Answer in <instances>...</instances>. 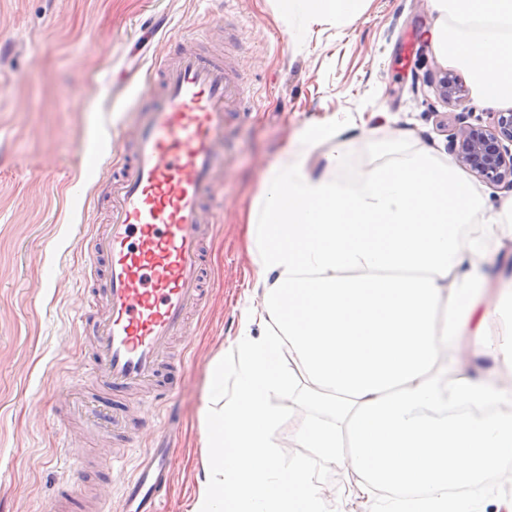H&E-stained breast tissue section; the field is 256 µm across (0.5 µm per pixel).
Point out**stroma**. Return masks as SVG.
Listing matches in <instances>:
<instances>
[{
    "label": "stroma",
    "mask_w": 512,
    "mask_h": 512,
    "mask_svg": "<svg viewBox=\"0 0 512 512\" xmlns=\"http://www.w3.org/2000/svg\"><path fill=\"white\" fill-rule=\"evenodd\" d=\"M227 21L211 46L235 55L251 109L229 113L217 147V221L209 229L214 282L203 312L178 341L187 367L176 377L174 415L125 395L136 451L173 447V484L161 512H189L204 450L201 412L208 367L238 364L242 311L262 303L245 284L255 265L247 250L248 214L266 172L296 151L310 123L335 120L332 137L306 160L344 146L353 167L400 154L451 158L454 107L427 76L467 71L441 55L426 30L430 0H363L343 26H302L290 37L276 0H0V512H43L71 477L60 429L82 442L85 468L101 471L111 430L93 429L87 400L112 404L111 389L89 373L91 338L78 316L86 305L81 241L108 222L112 175L140 110L141 88L182 32ZM484 295L512 286V238L491 244Z\"/></svg>",
    "instance_id": "stroma-1"
}]
</instances>
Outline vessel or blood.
I'll use <instances>...</instances> for the list:
<instances>
[{"mask_svg":"<svg viewBox=\"0 0 512 512\" xmlns=\"http://www.w3.org/2000/svg\"><path fill=\"white\" fill-rule=\"evenodd\" d=\"M205 34L184 37L158 75L163 93L137 122L129 158L113 182L110 220L83 242L85 282L104 276L106 313L92 322V373L102 386L144 389V403L169 404L172 350L192 312L203 310L211 274L205 224L224 137V114L241 107L244 87L223 58L204 52ZM170 448L137 457L122 488V512H159L171 481ZM76 484L63 483L48 512H75Z\"/></svg>","mask_w":512,"mask_h":512,"instance_id":"obj_1","label":"vessel or blood"}]
</instances>
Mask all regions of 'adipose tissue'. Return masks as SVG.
Wrapping results in <instances>:
<instances>
[{
  "mask_svg": "<svg viewBox=\"0 0 512 512\" xmlns=\"http://www.w3.org/2000/svg\"><path fill=\"white\" fill-rule=\"evenodd\" d=\"M361 0H279L285 22L344 25ZM438 50L470 73L479 96L512 99V0H430ZM316 175L283 162L264 178L248 225L254 286L238 366L208 370L206 461L192 512H512L489 491L468 509L449 496L512 456V412L473 421L499 392L465 371L439 374L444 349L473 336L472 352L512 363V324L485 337L492 314L480 262L512 230V199L479 233L485 203L453 162L418 153L349 178L343 148ZM309 416L296 437L311 457L361 471L347 501L329 499L308 459L285 461L276 429L297 372ZM410 489L384 501L383 491Z\"/></svg>",
  "mask_w": 512,
  "mask_h": 512,
  "instance_id": "1",
  "label": "adipose tissue"
}]
</instances>
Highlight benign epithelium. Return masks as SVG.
I'll list each match as a JSON object with an SVG mask.
<instances>
[{
    "label": "benign epithelium",
    "mask_w": 512,
    "mask_h": 512,
    "mask_svg": "<svg viewBox=\"0 0 512 512\" xmlns=\"http://www.w3.org/2000/svg\"><path fill=\"white\" fill-rule=\"evenodd\" d=\"M436 89L448 105L461 106L467 100L464 87L447 73L437 80ZM469 119L471 112L466 109L457 114L458 127L453 136L458 142L454 149L456 163L488 184L512 190V112L495 113L488 126Z\"/></svg>",
    "instance_id": "obj_1"
}]
</instances>
